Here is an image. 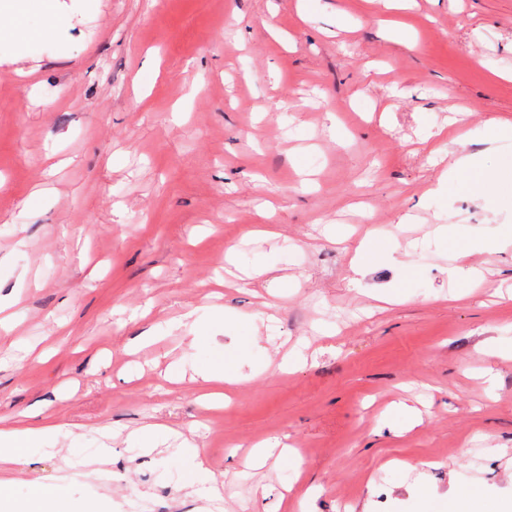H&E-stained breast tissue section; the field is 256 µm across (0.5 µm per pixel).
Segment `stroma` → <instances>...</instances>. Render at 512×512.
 <instances>
[{"label":"stroma","instance_id":"1","mask_svg":"<svg viewBox=\"0 0 512 512\" xmlns=\"http://www.w3.org/2000/svg\"><path fill=\"white\" fill-rule=\"evenodd\" d=\"M62 2L21 65L0 38V301L23 312L0 428L63 426L0 481H64V512H441L461 486L512 512V356L484 351L512 347V195L442 179L512 161L485 135L512 119V0ZM368 237L394 251L359 276ZM470 238L480 288L448 269ZM210 309L234 325L197 340L179 318ZM232 355L210 410L195 371ZM149 425L202 448L222 499L134 448ZM274 438L297 463L250 467ZM473 155H460L454 167L449 171L448 177L457 174H471L475 182L479 184H487L489 187L500 189L502 182L499 177L494 173L484 171Z\"/></svg>","mask_w":512,"mask_h":512}]
</instances>
